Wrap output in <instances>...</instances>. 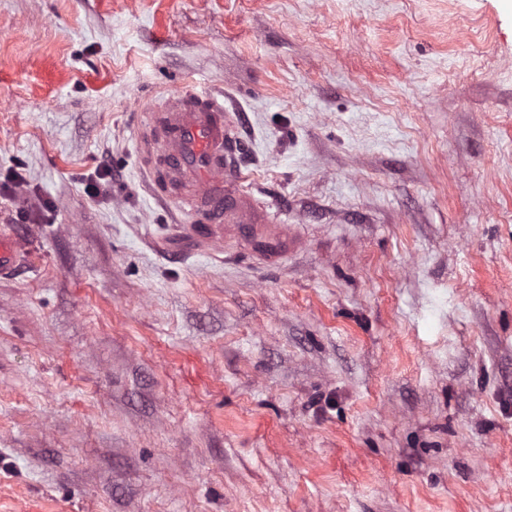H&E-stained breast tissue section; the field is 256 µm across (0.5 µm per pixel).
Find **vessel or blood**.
Segmentation results:
<instances>
[{
	"label": "vessel or blood",
	"mask_w": 512,
	"mask_h": 512,
	"mask_svg": "<svg viewBox=\"0 0 512 512\" xmlns=\"http://www.w3.org/2000/svg\"><path fill=\"white\" fill-rule=\"evenodd\" d=\"M149 119L157 126L156 136L140 145L148 180L156 178L155 164H163L173 180L188 185L187 201L207 218L186 226L187 235L199 232L213 241L230 224L251 235L256 250L268 258L294 247L278 215L240 188L236 128L223 99L210 89L195 88L174 94ZM26 257L24 240L0 230V278L12 276Z\"/></svg>",
	"instance_id": "b4317fda"
}]
</instances>
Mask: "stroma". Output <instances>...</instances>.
<instances>
[{
	"mask_svg": "<svg viewBox=\"0 0 512 512\" xmlns=\"http://www.w3.org/2000/svg\"><path fill=\"white\" fill-rule=\"evenodd\" d=\"M197 82L300 250L150 196ZM0 229V512H512V0H0ZM25 259L27 245L24 240L0 230V278L12 276Z\"/></svg>",
	"mask_w": 512,
	"mask_h": 512,
	"instance_id": "1",
	"label": "stroma"
}]
</instances>
